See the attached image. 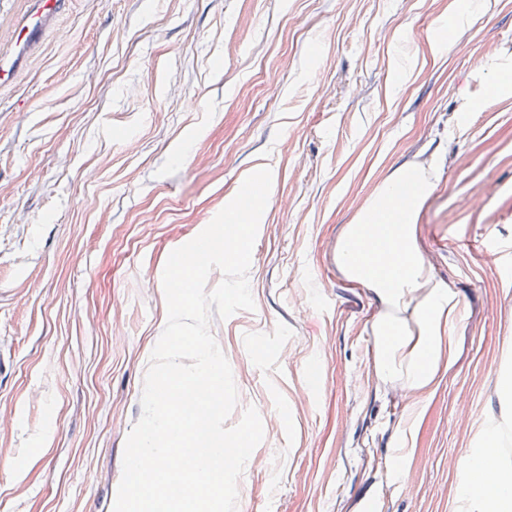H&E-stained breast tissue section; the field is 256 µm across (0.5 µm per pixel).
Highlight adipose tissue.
<instances>
[{
    "instance_id": "ef3b65f1",
    "label": "adipose tissue",
    "mask_w": 512,
    "mask_h": 512,
    "mask_svg": "<svg viewBox=\"0 0 512 512\" xmlns=\"http://www.w3.org/2000/svg\"><path fill=\"white\" fill-rule=\"evenodd\" d=\"M432 190L425 166L404 170L377 189L336 251L348 276L384 307L373 325L381 345L380 379L407 391L430 385L441 361L451 358L461 312L458 292L436 277L413 242L414 217ZM483 436L482 447L466 454L478 478L464 486L462 496L469 512H512V465L500 466L492 480L482 479L485 464L498 460L495 429L485 426Z\"/></svg>"
}]
</instances>
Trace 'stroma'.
<instances>
[{
    "mask_svg": "<svg viewBox=\"0 0 512 512\" xmlns=\"http://www.w3.org/2000/svg\"><path fill=\"white\" fill-rule=\"evenodd\" d=\"M505 81L512 0H70L0 89V512H113L167 258L263 167L255 308L210 321L226 424L264 430L237 512H461L465 454L512 422ZM428 163L414 238L462 312L404 400L336 248Z\"/></svg>",
    "mask_w": 512,
    "mask_h": 512,
    "instance_id": "stroma-1",
    "label": "stroma"
}]
</instances>
